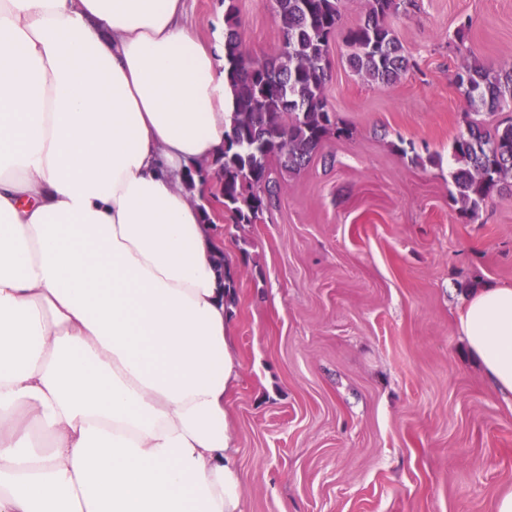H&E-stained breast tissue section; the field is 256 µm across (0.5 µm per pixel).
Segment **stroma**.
Returning a JSON list of instances; mask_svg holds the SVG:
<instances>
[{
    "label": "stroma",
    "instance_id": "35a3bbf8",
    "mask_svg": "<svg viewBox=\"0 0 512 512\" xmlns=\"http://www.w3.org/2000/svg\"><path fill=\"white\" fill-rule=\"evenodd\" d=\"M235 4L249 53L276 58L272 0ZM338 6L324 94L349 136L275 170L276 204L256 223H218L237 292L226 407L245 512H494L512 492V400L457 317L474 288L512 287V195L462 217L451 145L469 118L456 71L512 66V0H418L390 17L417 67L387 88L347 63L364 0ZM223 18L224 0H187L203 42Z\"/></svg>",
    "mask_w": 512,
    "mask_h": 512
}]
</instances>
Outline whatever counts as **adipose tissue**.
<instances>
[{
  "label": "adipose tissue",
  "mask_w": 512,
  "mask_h": 512,
  "mask_svg": "<svg viewBox=\"0 0 512 512\" xmlns=\"http://www.w3.org/2000/svg\"><path fill=\"white\" fill-rule=\"evenodd\" d=\"M185 0H0V512H243L221 244L224 41ZM459 331L512 395V287Z\"/></svg>",
  "instance_id": "obj_1"
}]
</instances>
